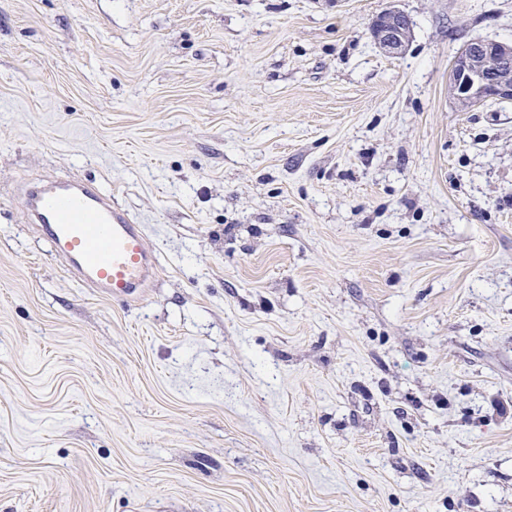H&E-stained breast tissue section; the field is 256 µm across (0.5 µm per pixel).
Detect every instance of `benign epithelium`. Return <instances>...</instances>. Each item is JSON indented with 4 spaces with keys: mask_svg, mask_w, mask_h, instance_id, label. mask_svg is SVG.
<instances>
[{
    "mask_svg": "<svg viewBox=\"0 0 512 512\" xmlns=\"http://www.w3.org/2000/svg\"><path fill=\"white\" fill-rule=\"evenodd\" d=\"M402 18L400 10L388 8L371 23L378 48L391 57L402 55L407 47V41L396 32ZM510 56L511 43L493 42L482 54L463 48L453 61L450 78L456 99L465 104H479L488 99L512 100V81L506 77L494 79L490 75L498 66L499 59Z\"/></svg>",
    "mask_w": 512,
    "mask_h": 512,
    "instance_id": "obj_1",
    "label": "benign epithelium"
}]
</instances>
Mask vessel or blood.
<instances>
[{"mask_svg":"<svg viewBox=\"0 0 512 512\" xmlns=\"http://www.w3.org/2000/svg\"><path fill=\"white\" fill-rule=\"evenodd\" d=\"M27 210L83 286L125 302L142 296L155 271L145 230L97 187L38 183L27 193Z\"/></svg>","mask_w":512,"mask_h":512,"instance_id":"vessel-or-blood-1","label":"vessel or blood"}]
</instances>
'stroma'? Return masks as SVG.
Masks as SVG:
<instances>
[{
  "instance_id": "1",
  "label": "stroma",
  "mask_w": 512,
  "mask_h": 512,
  "mask_svg": "<svg viewBox=\"0 0 512 512\" xmlns=\"http://www.w3.org/2000/svg\"><path fill=\"white\" fill-rule=\"evenodd\" d=\"M412 24L385 55L370 24ZM512 0H0V512H512ZM35 178L158 276L78 287ZM403 16L404 14L400 10L388 8L379 13L371 23L375 32L374 40L378 48L388 56L397 57L406 50L411 35L410 20L408 19L407 27L402 28L401 33L403 37L406 34L407 41L396 32ZM484 43H474L473 51L482 48ZM476 47V48H475ZM464 47L456 56L450 78L451 89L456 99L465 104H480L488 99L512 100V64L500 65L497 69L500 78H492L489 72L498 66L499 58L512 55V44L493 42L487 45L484 55ZM27 210L83 286L125 302L142 296L155 271L145 230L97 187L37 183L27 193Z\"/></svg>"
}]
</instances>
